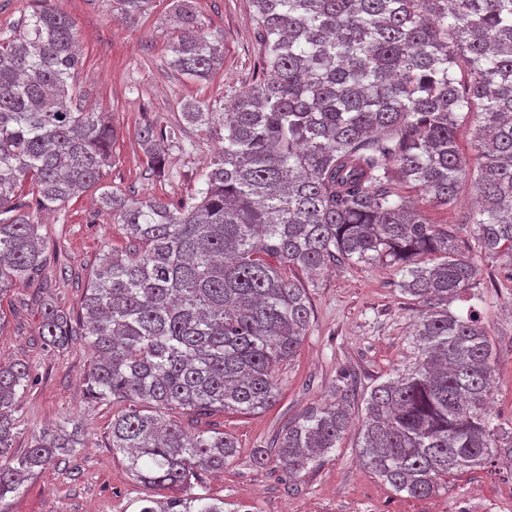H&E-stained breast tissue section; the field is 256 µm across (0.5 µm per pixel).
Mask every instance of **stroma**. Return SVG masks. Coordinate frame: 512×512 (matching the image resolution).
<instances>
[{
	"label": "stroma",
	"instance_id": "obj_1",
	"mask_svg": "<svg viewBox=\"0 0 512 512\" xmlns=\"http://www.w3.org/2000/svg\"><path fill=\"white\" fill-rule=\"evenodd\" d=\"M55 2L73 20L79 39L75 102L109 113L115 130L105 185L133 199L185 203L202 187L220 135L184 124L183 106L197 101L219 112L253 85L263 42L252 0H192L206 31L224 43L223 65L203 81L169 65L177 35L173 0H152L146 15L133 23L113 17L112 0ZM147 124L163 131L182 127L180 143L166 145L160 171L138 143V132ZM401 191L430 223L450 225L470 240L466 220L476 206L472 177L461 180L455 201L446 206L414 187ZM95 197L90 190L47 213L39 209L35 194L26 196L30 213L42 224L47 263L44 288L18 285L0 297V362H25L33 376L15 406L12 448L23 452L40 432L66 418L81 423L85 446L75 457L29 476L19 492L0 500V512H138L147 493L126 469L123 454L110 448L115 406L87 393L93 350L81 340L50 349L38 335L40 297H52L66 314L80 318L85 286L100 257L129 247L121 225L96 205ZM470 256L478 267L472 291L483 299L484 324L496 342L492 410L508 422L512 274L501 259L477 250ZM288 276L306 289L313 314L296 356L279 372V402L256 415L228 412L195 419L175 414L189 428L219 429L238 443L239 460L207 475L202 490L249 506L251 512H512V480L485 470L461 476L427 499L397 495L362 465L353 434L309 473L290 481L250 465L253 449L270 447L288 418L329 399L342 375H353L364 395L416 357L411 332L418 303L395 288L392 266L331 264L317 276L294 269Z\"/></svg>",
	"mask_w": 512,
	"mask_h": 512
}]
</instances>
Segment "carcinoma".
Returning <instances> with one entry per match:
<instances>
[{"label":"carcinoma","instance_id":"cac0c4a2","mask_svg":"<svg viewBox=\"0 0 512 512\" xmlns=\"http://www.w3.org/2000/svg\"><path fill=\"white\" fill-rule=\"evenodd\" d=\"M43 5L0 32V296L45 266L37 217L102 183L113 130L105 112L70 106L80 63L72 19ZM151 0H112L135 20ZM173 66L202 79L224 59L189 0H174ZM269 76L222 112L197 102L182 119L224 130V146L191 200L172 207L102 191L132 251L112 250L91 271L85 314L72 320L44 297L38 335L53 347L80 337L96 354L88 392L120 406L111 448L162 498L139 512H250L194 494L203 476L238 459L220 430L189 433L169 412L263 413L280 400L277 371L310 326L306 289L282 267L333 263L394 267L419 304L415 362L374 386L364 414L348 378L336 398L288 420L274 454L252 466L296 479L355 431L362 464L397 494L436 495L452 479L502 461L512 470V422L489 403L496 346L470 301L478 268L455 230L432 224L400 193L420 187L456 199L466 174L457 134L471 118L480 206L474 244L512 268V0H252ZM464 58L470 80L455 66ZM138 136L162 166L158 133ZM467 304L456 314L451 306ZM27 364L0 363V499L36 468L75 456L82 426L65 419L17 455L14 406L31 385Z\"/></svg>","mask_w":512,"mask_h":512}]
</instances>
